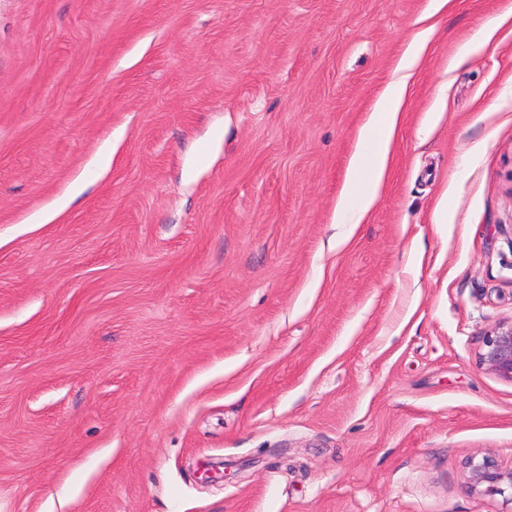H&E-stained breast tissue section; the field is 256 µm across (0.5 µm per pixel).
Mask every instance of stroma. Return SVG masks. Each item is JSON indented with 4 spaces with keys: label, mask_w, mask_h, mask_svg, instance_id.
Instances as JSON below:
<instances>
[{
    "label": "stroma",
    "mask_w": 512,
    "mask_h": 512,
    "mask_svg": "<svg viewBox=\"0 0 512 512\" xmlns=\"http://www.w3.org/2000/svg\"><path fill=\"white\" fill-rule=\"evenodd\" d=\"M429 3L0 0V512H512L465 484L512 466L478 365L512 320V0L436 18L383 195L334 221ZM467 488L476 490L485 486L488 492H504L502 486L510 488L512 495V466L502 467L489 457L470 456L466 460Z\"/></svg>",
    "instance_id": "obj_1"
}]
</instances>
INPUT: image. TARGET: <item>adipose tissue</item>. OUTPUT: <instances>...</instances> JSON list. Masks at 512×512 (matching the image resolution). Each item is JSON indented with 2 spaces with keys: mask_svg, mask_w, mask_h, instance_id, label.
<instances>
[{
  "mask_svg": "<svg viewBox=\"0 0 512 512\" xmlns=\"http://www.w3.org/2000/svg\"><path fill=\"white\" fill-rule=\"evenodd\" d=\"M431 29L417 32L408 42L393 76L359 127L343 189L336 203V221L366 222L383 191L398 138L410 82L426 52Z\"/></svg>",
  "mask_w": 512,
  "mask_h": 512,
  "instance_id": "obj_1",
  "label": "adipose tissue"
}]
</instances>
